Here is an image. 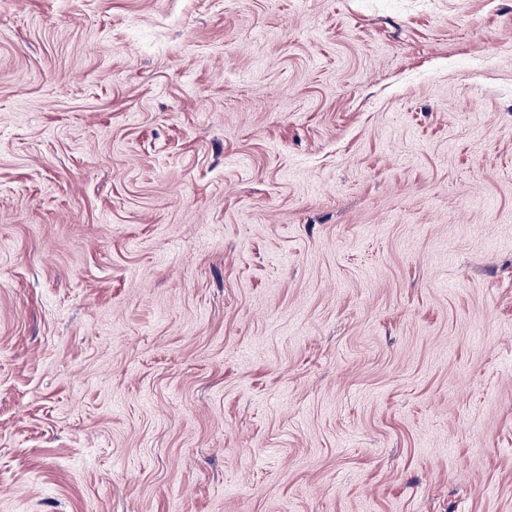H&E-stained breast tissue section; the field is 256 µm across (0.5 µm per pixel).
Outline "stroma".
Segmentation results:
<instances>
[{"mask_svg":"<svg viewBox=\"0 0 512 512\" xmlns=\"http://www.w3.org/2000/svg\"><path fill=\"white\" fill-rule=\"evenodd\" d=\"M0 512H512V0H0Z\"/></svg>","mask_w":512,"mask_h":512,"instance_id":"obj_1","label":"stroma"}]
</instances>
